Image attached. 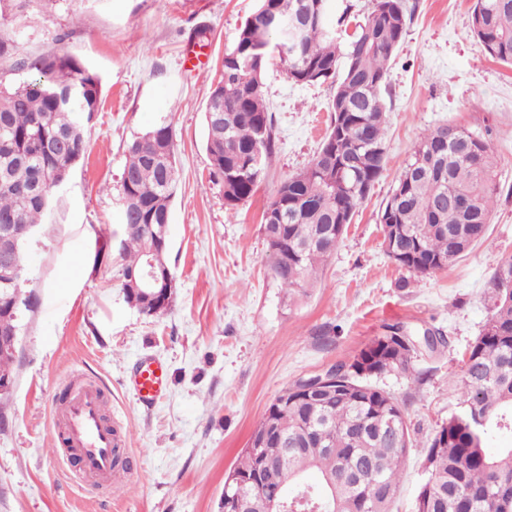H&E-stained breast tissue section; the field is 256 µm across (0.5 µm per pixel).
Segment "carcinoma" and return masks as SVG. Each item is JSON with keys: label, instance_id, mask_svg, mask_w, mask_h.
Listing matches in <instances>:
<instances>
[{"label": "carcinoma", "instance_id": "carcinoma-1", "mask_svg": "<svg viewBox=\"0 0 512 512\" xmlns=\"http://www.w3.org/2000/svg\"><path fill=\"white\" fill-rule=\"evenodd\" d=\"M330 0H257L253 13L224 50V78L208 104L222 111L221 124L205 123L210 176L224 186V206L244 203L266 175L275 147L272 115L263 93L271 60L284 65L297 84H335L329 131L306 168L284 179L262 215L270 252V274L286 294L309 283L333 253L356 209L367 199L385 167L386 87L389 64L407 34L405 0H373L371 13L347 41L325 25ZM295 25L298 42L262 49L257 31L272 15ZM470 31L480 50L512 64V0H475ZM18 69L35 76L13 86L0 83V261H11L19 278L3 287L16 302L0 312V378L13 377L12 336L20 332L27 238L46 216L51 190L68 178L85 151L84 132L93 120L101 79L87 64L67 54ZM494 147L477 131L444 124L423 133L379 213L384 237L397 229V265L424 276L454 263L487 230L499 183ZM172 128L156 125L127 147L121 177L123 290L130 276L145 271L148 252L159 245L158 225L170 223L176 191ZM493 303L480 335L462 359L455 381L464 410L448 417L427 445L425 461L436 474L432 492L417 496L416 512H512V446L494 454L484 441L492 431L512 434V259L494 274ZM170 297L142 302L148 316L167 309ZM408 346L394 335L377 338L348 363L318 396L307 397L297 380L267 408L254 434L269 426L288 445L266 441L241 451L229 476L254 472L262 455H283L272 484L284 489L312 473L322 484L336 481V497L309 493L319 512H389L396 496L403 457L411 447L405 413L391 394L371 384L386 372L408 373L420 348L434 352L447 343L442 332L426 330ZM474 406L477 422L465 412ZM389 419L400 435L384 430Z\"/></svg>", "mask_w": 512, "mask_h": 512}]
</instances>
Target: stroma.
I'll use <instances>...</instances> for the list:
<instances>
[{
  "label": "stroma",
  "instance_id": "obj_1",
  "mask_svg": "<svg viewBox=\"0 0 512 512\" xmlns=\"http://www.w3.org/2000/svg\"><path fill=\"white\" fill-rule=\"evenodd\" d=\"M407 35L390 63L385 170L304 295L288 299L269 272L261 230L280 182L306 167L330 124L331 84L292 82L270 65L264 91L276 149L237 209L209 174L204 114L230 46L256 0H0V38L14 55L0 81L29 78L14 60L64 52L102 78L86 153L53 188L50 211L26 248L33 298L24 310L0 403V512H224V479L267 407L294 381L351 361L390 324L410 335L441 330L449 344L420 350L408 373L374 378L402 402L412 446L392 512H414L425 446L459 409L452 381L484 327L492 277L512 258V66L485 55L469 29L474 0H406ZM202 64L183 69V54ZM170 124L178 188L169 225L174 278L168 308L130 306L109 241L122 233L121 176L132 138ZM452 122L495 148L500 180L484 241L448 268L413 276L392 262L379 211L424 131ZM168 369L160 403L145 408L125 385L137 362ZM108 397L134 479L116 494L77 487L51 429L52 403L71 373Z\"/></svg>",
  "mask_w": 512,
  "mask_h": 512
}]
</instances>
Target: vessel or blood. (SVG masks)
<instances>
[{
  "label": "vessel or blood",
  "mask_w": 512,
  "mask_h": 512,
  "mask_svg": "<svg viewBox=\"0 0 512 512\" xmlns=\"http://www.w3.org/2000/svg\"><path fill=\"white\" fill-rule=\"evenodd\" d=\"M128 386L140 403L154 405L167 390V369L154 359H142L131 373ZM53 424L63 447L71 449L80 464L78 482L108 485L116 479L117 438L104 418L98 387L86 384L74 388L65 404L54 407Z\"/></svg>",
  "instance_id": "obj_1"
}]
</instances>
